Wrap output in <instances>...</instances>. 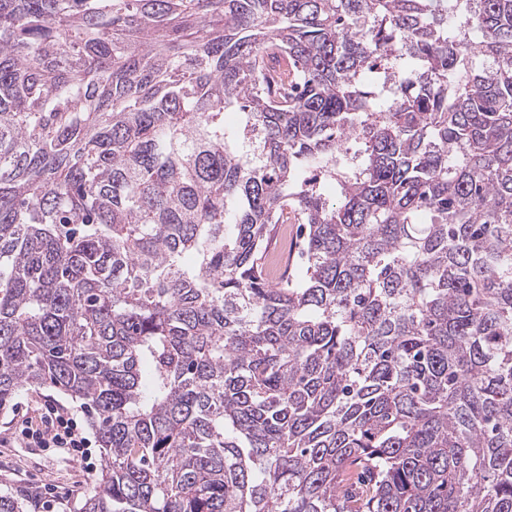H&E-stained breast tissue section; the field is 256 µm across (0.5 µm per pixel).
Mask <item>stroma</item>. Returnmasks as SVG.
<instances>
[{"mask_svg":"<svg viewBox=\"0 0 512 512\" xmlns=\"http://www.w3.org/2000/svg\"><path fill=\"white\" fill-rule=\"evenodd\" d=\"M47 399L72 414L79 426H86L84 411L57 389L45 385L22 390L9 410L0 413V479L40 487L44 499L54 503L68 494H78L94 486L102 457L94 442L79 457L70 456L58 448L23 447L18 428L24 418L31 416Z\"/></svg>","mask_w":512,"mask_h":512,"instance_id":"35a3bbf8","label":"stroma"}]
</instances>
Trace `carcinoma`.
<instances>
[{
  "label": "carcinoma",
  "instance_id": "1",
  "mask_svg": "<svg viewBox=\"0 0 512 512\" xmlns=\"http://www.w3.org/2000/svg\"><path fill=\"white\" fill-rule=\"evenodd\" d=\"M47 383L61 512H512V0H0V410Z\"/></svg>",
  "mask_w": 512,
  "mask_h": 512
}]
</instances>
